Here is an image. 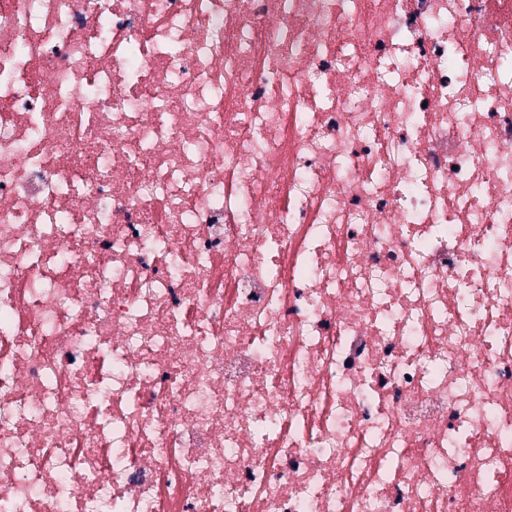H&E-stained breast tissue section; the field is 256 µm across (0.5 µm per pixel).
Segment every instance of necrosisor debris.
<instances>
[{"mask_svg": "<svg viewBox=\"0 0 512 512\" xmlns=\"http://www.w3.org/2000/svg\"><path fill=\"white\" fill-rule=\"evenodd\" d=\"M0 512H512V0H0Z\"/></svg>", "mask_w": 512, "mask_h": 512, "instance_id": "necrosis-or-debris-1", "label": "necrosis or debris"}]
</instances>
